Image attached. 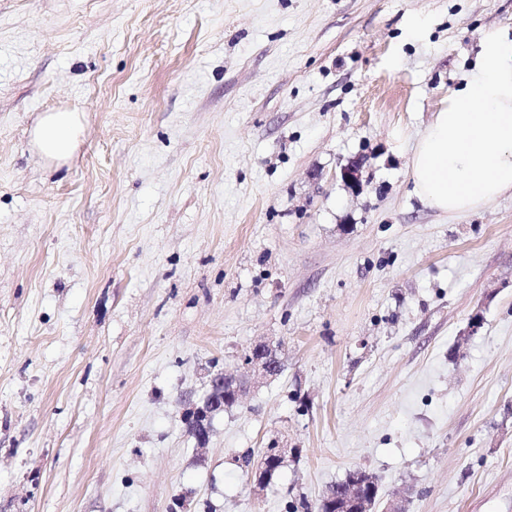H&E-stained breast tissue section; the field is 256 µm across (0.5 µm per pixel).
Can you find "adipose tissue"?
I'll return each instance as SVG.
<instances>
[{
  "label": "adipose tissue",
  "instance_id": "ef3b65f1",
  "mask_svg": "<svg viewBox=\"0 0 512 512\" xmlns=\"http://www.w3.org/2000/svg\"><path fill=\"white\" fill-rule=\"evenodd\" d=\"M82 133L79 113L46 112L32 126L30 143L46 162L61 165ZM410 167L415 195L448 215L479 211L512 192V31L484 37L474 74L435 112Z\"/></svg>",
  "mask_w": 512,
  "mask_h": 512
}]
</instances>
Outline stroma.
Here are the masks:
<instances>
[{"mask_svg":"<svg viewBox=\"0 0 512 512\" xmlns=\"http://www.w3.org/2000/svg\"><path fill=\"white\" fill-rule=\"evenodd\" d=\"M503 27L512 0H0V512H286L353 469L382 507L512 512V195L451 217L410 173ZM60 110L56 167L29 131ZM261 341L281 374L198 446L186 402ZM82 133L78 112H45L30 130V143L46 162L61 165L73 157ZM284 458V448H264L255 471L256 484L259 488L264 487L271 474L282 465Z\"/></svg>","mask_w":512,"mask_h":512,"instance_id":"obj_1","label":"stroma"}]
</instances>
